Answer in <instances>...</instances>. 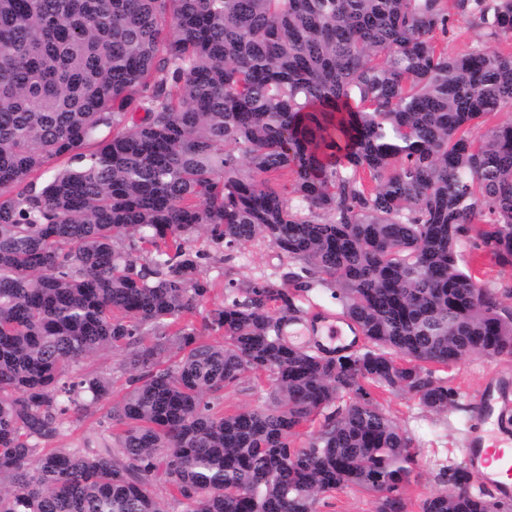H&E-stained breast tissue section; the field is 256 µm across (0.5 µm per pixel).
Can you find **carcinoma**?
Wrapping results in <instances>:
<instances>
[{
  "instance_id": "carcinoma-1",
  "label": "carcinoma",
  "mask_w": 512,
  "mask_h": 512,
  "mask_svg": "<svg viewBox=\"0 0 512 512\" xmlns=\"http://www.w3.org/2000/svg\"><path fill=\"white\" fill-rule=\"evenodd\" d=\"M455 4L512 38V0ZM450 27L448 0H0V512H168L155 480L181 512H317L343 487L404 512L412 440L372 390L446 414L429 366L512 356L461 250L512 266V122L478 132L512 106V50L450 55ZM200 233L226 260L267 242L292 288L230 282L196 322ZM315 285L362 347L281 335ZM115 349L109 426L41 447L110 395L72 368ZM263 373L268 409L220 410ZM439 479L423 512H512L465 467Z\"/></svg>"
}]
</instances>
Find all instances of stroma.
<instances>
[{
    "instance_id": "1",
    "label": "stroma",
    "mask_w": 512,
    "mask_h": 512,
    "mask_svg": "<svg viewBox=\"0 0 512 512\" xmlns=\"http://www.w3.org/2000/svg\"><path fill=\"white\" fill-rule=\"evenodd\" d=\"M193 247L203 255L201 273L210 285V292L202 305L206 311L223 305L229 281L240 282L263 276L278 278L289 270L276 250L264 241L242 245L234 250L233 258L228 262L221 260L207 236L196 238ZM123 359V351L115 350L77 366V373H101L110 378L112 392L106 399L88 403L81 419L67 424L60 435L48 440V447H75L84 436L98 430L109 407L126 392ZM492 373L512 376V356L473 355L450 368L436 369V377L448 381L460 394L459 409L444 415L428 412L414 396L376 390V399L411 437L416 454L415 471L402 491L406 512H423L425 499L443 490L444 485L438 477L442 466L464 464L465 436L474 421L476 398L486 377ZM268 405L269 387L263 378L248 376L237 386L224 391L223 406L228 414L241 409H264Z\"/></svg>"
}]
</instances>
